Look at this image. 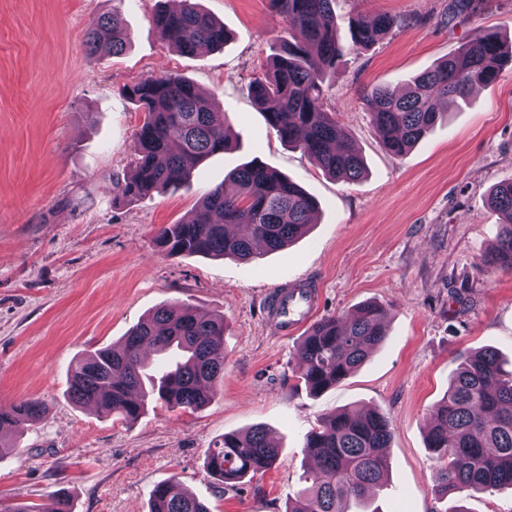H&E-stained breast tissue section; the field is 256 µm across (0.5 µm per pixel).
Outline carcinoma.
I'll return each mask as SVG.
<instances>
[{"label":"carcinoma","mask_w":512,"mask_h":512,"mask_svg":"<svg viewBox=\"0 0 512 512\" xmlns=\"http://www.w3.org/2000/svg\"><path fill=\"white\" fill-rule=\"evenodd\" d=\"M273 15L291 29L267 69L249 84V93L267 123L288 145L315 159L329 176L353 183L365 164L345 125L326 111V82L343 54L335 0H268ZM162 40L193 54L218 48L227 40L224 25L197 9L193 0L154 16ZM402 21L385 13L350 21L352 46L367 48ZM106 43L112 54L126 49L123 19L117 11L93 20L85 34L90 51ZM512 68V45L496 32L475 29L448 58L402 87L374 86L362 99L383 146L399 157L431 131L442 117L439 102L467 99L471 88L494 83ZM123 96L145 112L132 156L136 175L114 181L118 198L138 201L190 184L194 165L227 150L229 135L212 105L192 82L174 74L146 78L123 89ZM234 191L224 185L206 190L192 215L162 226L155 237L169 255L202 254L252 261L277 251L308 231L317 203L300 185L258 161L239 168ZM506 216L488 262L512 270V179L489 196ZM384 307L356 306L348 318L315 321L301 336L298 378L320 394L356 372L384 343ZM166 357L156 373L145 350ZM224 382V316H201L186 303L154 311L118 346L78 359L69 397L92 405L106 417L136 421L148 403L198 411ZM45 412L36 399L0 408V430L20 429ZM394 424L378 412H335L321 418L307 438L314 466L305 486L288 499L286 512H368L389 474L386 448ZM428 447L439 463L437 489L443 495L512 489V371L497 352L486 348L461 355L448 392L428 427ZM279 448L265 429L224 434L206 458L209 472L224 485L238 484L270 470ZM355 510H349V506ZM148 512H209L207 506L174 480L158 484Z\"/></svg>","instance_id":"obj_1"}]
</instances>
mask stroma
Instances as JSON below:
<instances>
[{
  "label": "stroma",
  "instance_id": "stroma-1",
  "mask_svg": "<svg viewBox=\"0 0 512 512\" xmlns=\"http://www.w3.org/2000/svg\"><path fill=\"white\" fill-rule=\"evenodd\" d=\"M224 24V48L182 53L152 18L171 0H0V407L41 401L46 413L12 433L0 459V505L58 493L72 512H148L159 482L178 478L211 512H285L308 466L307 435L336 411L390 417L388 484L378 512H512V490L445 497L427 446L434 405L459 356L484 348L512 362V271L486 268L504 216L489 190L512 178V70L480 87L412 150L389 154L367 115L363 89L400 85L453 53L474 28L512 39V0H336L349 40L354 15L384 12L403 24L366 49H346L326 108L353 135L366 173L333 179L288 147L248 93L289 28L267 0H196ZM119 10L129 43L118 56L88 52L94 19ZM178 74L211 99L231 147L194 169L190 187L128 203L115 179L143 122L124 86ZM258 160L297 182L319 210L309 233L243 263L168 256L162 225L186 220L200 195ZM469 290H461L462 280ZM318 296L313 319L379 302L384 344L336 387L311 394L297 378L299 334H276L268 302L283 284ZM183 302L220 314L224 384L202 410L150 406L132 423L68 396L73 364L120 343L156 308ZM262 425L280 449L275 467L227 487L207 471V451L230 432Z\"/></svg>",
  "mask_w": 512,
  "mask_h": 512
}]
</instances>
